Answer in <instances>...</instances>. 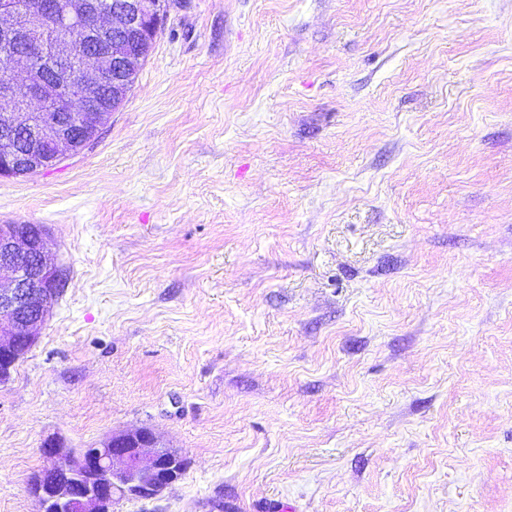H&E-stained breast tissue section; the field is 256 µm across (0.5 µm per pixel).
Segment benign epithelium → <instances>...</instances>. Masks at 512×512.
I'll return each mask as SVG.
<instances>
[{
    "label": "benign epithelium",
    "instance_id": "7a95c632",
    "mask_svg": "<svg viewBox=\"0 0 512 512\" xmlns=\"http://www.w3.org/2000/svg\"><path fill=\"white\" fill-rule=\"evenodd\" d=\"M169 0H55L48 11L0 0V179L58 167L94 143L124 102L167 18ZM80 31V42L72 32ZM47 230L0 224V381L37 343L64 287L46 252ZM41 453L64 477L38 479L37 512H109L115 500H151L179 481L185 460L146 428L114 432L73 453L55 437Z\"/></svg>",
    "mask_w": 512,
    "mask_h": 512
}]
</instances>
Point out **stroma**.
Returning a JSON list of instances; mask_svg holds the SVG:
<instances>
[{"instance_id": "1", "label": "stroma", "mask_w": 512, "mask_h": 512, "mask_svg": "<svg viewBox=\"0 0 512 512\" xmlns=\"http://www.w3.org/2000/svg\"><path fill=\"white\" fill-rule=\"evenodd\" d=\"M17 222L65 286L0 512L45 438L142 427L187 468L112 512H512V0H172Z\"/></svg>"}]
</instances>
